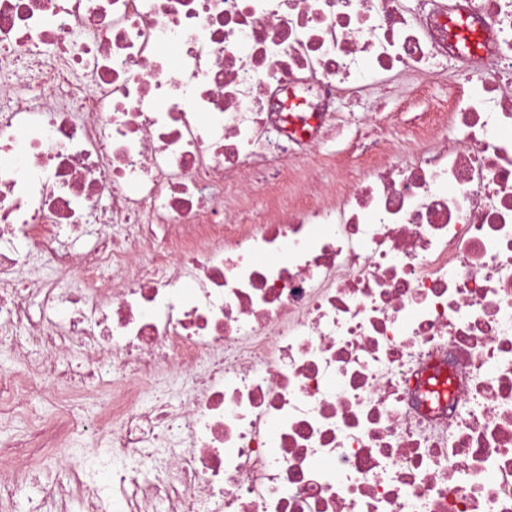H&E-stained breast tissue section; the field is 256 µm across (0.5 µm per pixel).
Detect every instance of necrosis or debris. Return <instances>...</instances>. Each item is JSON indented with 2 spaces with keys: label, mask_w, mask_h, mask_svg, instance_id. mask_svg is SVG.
<instances>
[{
  "label": "necrosis or debris",
  "mask_w": 512,
  "mask_h": 512,
  "mask_svg": "<svg viewBox=\"0 0 512 512\" xmlns=\"http://www.w3.org/2000/svg\"><path fill=\"white\" fill-rule=\"evenodd\" d=\"M409 76L447 121L283 201ZM0 336L43 357L0 418L77 349L113 384L0 439V512L75 429L122 463L86 512H512V0H0ZM336 113V137L328 142L316 156L311 166L317 167L325 182L334 183L339 177L340 168L349 148H357L365 160L373 159L365 154L364 146L368 143L369 126L375 122L377 115L371 112V99L364 96L360 101L343 98L339 101ZM378 119V117H377Z\"/></svg>",
  "instance_id": "obj_1"
}]
</instances>
